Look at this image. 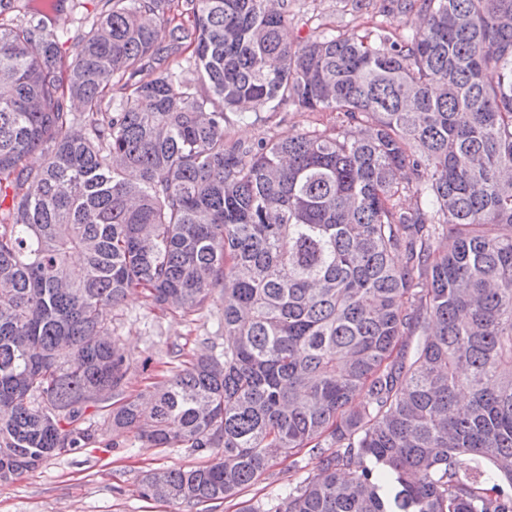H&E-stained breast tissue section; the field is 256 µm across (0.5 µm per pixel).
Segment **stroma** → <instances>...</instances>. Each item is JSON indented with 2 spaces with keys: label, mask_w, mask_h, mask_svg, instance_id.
<instances>
[{
  "label": "stroma",
  "mask_w": 512,
  "mask_h": 512,
  "mask_svg": "<svg viewBox=\"0 0 512 512\" xmlns=\"http://www.w3.org/2000/svg\"><path fill=\"white\" fill-rule=\"evenodd\" d=\"M380 2L371 0L358 13L351 0H288V39L299 41L319 26L373 28L383 20ZM335 122V113L291 105L270 117L261 114L234 122L227 137L251 146L275 134L330 127ZM106 321L130 358L126 392L131 396L170 376L178 354L219 351L224 346V321L216 304L190 314L162 312L136 290L108 310ZM85 424L94 429V440L51 458L11 483H0V512H240L245 505L265 504L282 496L318 469V456L305 449L299 455L300 467H293L288 459L278 460L232 500L187 505L147 499L141 495V481L148 471L204 466L212 462V453L156 448L133 431L112 434L96 414L88 416Z\"/></svg>",
  "instance_id": "stroma-1"
}]
</instances>
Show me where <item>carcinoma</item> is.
Segmentation results:
<instances>
[{"label": "carcinoma", "mask_w": 512, "mask_h": 512, "mask_svg": "<svg viewBox=\"0 0 512 512\" xmlns=\"http://www.w3.org/2000/svg\"><path fill=\"white\" fill-rule=\"evenodd\" d=\"M54 2L0 19V482L91 441L93 409L214 453L145 498L233 499L308 448L317 475L241 512H512V0H391L423 25L297 43L269 0H186L187 25L100 0L64 76ZM288 104L340 124L227 140ZM133 288L220 303L222 353L124 395L104 314Z\"/></svg>", "instance_id": "obj_1"}]
</instances>
